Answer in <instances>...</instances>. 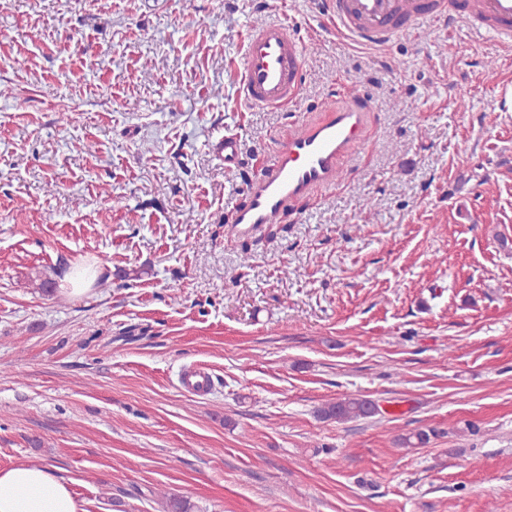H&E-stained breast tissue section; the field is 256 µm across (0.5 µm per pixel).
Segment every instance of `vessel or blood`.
I'll list each match as a JSON object with an SVG mask.
<instances>
[{
  "instance_id": "obj_1",
  "label": "vessel or blood",
  "mask_w": 512,
  "mask_h": 512,
  "mask_svg": "<svg viewBox=\"0 0 512 512\" xmlns=\"http://www.w3.org/2000/svg\"><path fill=\"white\" fill-rule=\"evenodd\" d=\"M336 33L350 43L383 48L420 20L448 18L512 46V0H313ZM304 44L294 26L270 21L249 30L239 72L241 100L252 107L285 108L302 89ZM367 108L341 97L327 119L299 125L247 185L235 224L271 223L296 199L335 185L340 160L368 137Z\"/></svg>"
}]
</instances>
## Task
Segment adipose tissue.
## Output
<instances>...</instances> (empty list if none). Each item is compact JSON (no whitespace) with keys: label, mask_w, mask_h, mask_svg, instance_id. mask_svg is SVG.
<instances>
[{"label":"adipose tissue","mask_w":512,"mask_h":512,"mask_svg":"<svg viewBox=\"0 0 512 512\" xmlns=\"http://www.w3.org/2000/svg\"><path fill=\"white\" fill-rule=\"evenodd\" d=\"M0 512H80L64 479L47 463L0 469Z\"/></svg>","instance_id":"ef3b65f1"}]
</instances>
